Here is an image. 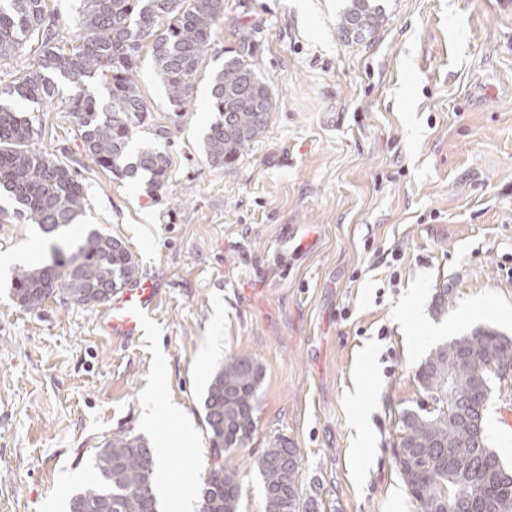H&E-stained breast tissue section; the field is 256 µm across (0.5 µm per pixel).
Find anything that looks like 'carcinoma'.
<instances>
[{
    "label": "carcinoma",
    "instance_id": "1",
    "mask_svg": "<svg viewBox=\"0 0 512 512\" xmlns=\"http://www.w3.org/2000/svg\"><path fill=\"white\" fill-rule=\"evenodd\" d=\"M82 22L73 41L60 37L46 0H0V61L37 37L36 62L0 87L1 224H36L60 237L77 223L85 187L56 155L32 148L37 130L18 104L51 103L57 79L74 90L66 111L81 131L84 151L120 179H139L149 193L167 187L168 156L154 149L131 152L136 130L150 117L138 85L145 42L155 74L174 113L190 102L194 81L224 19V0H82ZM388 20L376 0H349L336 29L346 42L368 41ZM252 33L239 32L235 48L211 73L215 119L205 139L208 163L232 169L248 143L261 135L274 110L270 81L255 62ZM108 91L107 100L96 85ZM51 262L16 271L13 297L34 311L61 294L78 305H98L138 275V266L118 238L91 230L81 240L53 245ZM512 370V337L477 330L435 348L415 371L426 406L401 413L398 465L419 512H512V466L492 450L486 431L473 421L486 416L496 373ZM259 365L244 357L224 362L204 397L211 457L245 448L255 431ZM299 449L279 440L257 458L265 512H319L316 497L297 482ZM155 449L141 437L120 433L96 451V480L69 499L68 512H159ZM240 474L211 467L200 490V512H239Z\"/></svg>",
    "mask_w": 512,
    "mask_h": 512
}]
</instances>
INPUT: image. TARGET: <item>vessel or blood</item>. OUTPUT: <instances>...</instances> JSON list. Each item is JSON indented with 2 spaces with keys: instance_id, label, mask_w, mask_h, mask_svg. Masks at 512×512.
<instances>
[{
  "instance_id": "1",
  "label": "vessel or blood",
  "mask_w": 512,
  "mask_h": 512,
  "mask_svg": "<svg viewBox=\"0 0 512 512\" xmlns=\"http://www.w3.org/2000/svg\"><path fill=\"white\" fill-rule=\"evenodd\" d=\"M159 289L149 277H140L119 288L110 298L104 322L112 335H140L149 313L155 310Z\"/></svg>"
}]
</instances>
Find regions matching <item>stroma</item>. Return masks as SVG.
<instances>
[{
    "mask_svg": "<svg viewBox=\"0 0 512 512\" xmlns=\"http://www.w3.org/2000/svg\"><path fill=\"white\" fill-rule=\"evenodd\" d=\"M343 5L224 0L177 123L143 54L151 119L130 148L167 152L158 194L99 168L61 105L34 112L35 148L85 186L67 237L120 239L161 301L131 340L108 333L101 304L56 296L25 310L15 270L50 262L53 240L0 224V512H67L106 438L156 448L183 419L192 442H172L157 485L172 512L174 486H202L203 399L232 357L262 368L252 440L224 456L242 476L241 512H265L254 461L279 440L299 448L298 484L319 512H417L396 456L402 409L426 400L415 370L474 329L512 336V4L387 0L386 26L359 44L337 33ZM242 30L276 108L227 172L204 155L210 75ZM486 430L512 463V392L493 393Z\"/></svg>",
    "mask_w": 512,
    "mask_h": 512,
    "instance_id": "obj_1",
    "label": "stroma"
}]
</instances>
